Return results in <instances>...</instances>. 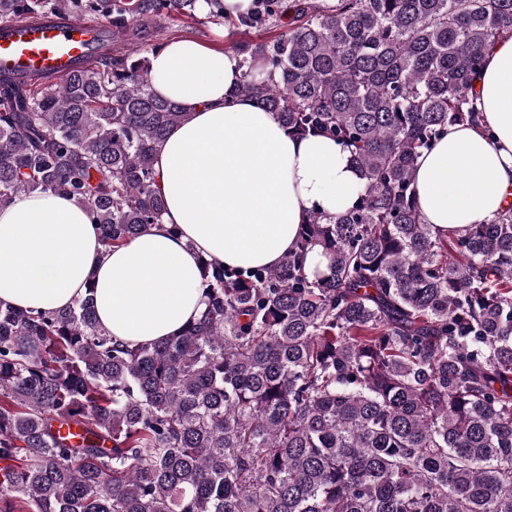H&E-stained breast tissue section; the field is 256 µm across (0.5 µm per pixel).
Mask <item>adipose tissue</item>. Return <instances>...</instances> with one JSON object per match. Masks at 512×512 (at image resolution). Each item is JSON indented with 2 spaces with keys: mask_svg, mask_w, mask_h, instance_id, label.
<instances>
[{
  "mask_svg": "<svg viewBox=\"0 0 512 512\" xmlns=\"http://www.w3.org/2000/svg\"><path fill=\"white\" fill-rule=\"evenodd\" d=\"M239 54L190 39L150 57L153 92L187 108L156 152L160 224L104 248L73 200L21 193L0 206V301L58 310L95 293L99 323L126 344L177 334L203 309L201 259L274 267L313 209L345 212L364 180L348 150L288 134L274 113L236 95ZM469 96L476 125H452L417 160L420 215L447 233L512 204V36L486 52Z\"/></svg>",
  "mask_w": 512,
  "mask_h": 512,
  "instance_id": "adipose-tissue-1",
  "label": "adipose tissue"
}]
</instances>
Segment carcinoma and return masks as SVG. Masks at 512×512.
<instances>
[{"label":"carcinoma","mask_w":512,"mask_h":512,"mask_svg":"<svg viewBox=\"0 0 512 512\" xmlns=\"http://www.w3.org/2000/svg\"><path fill=\"white\" fill-rule=\"evenodd\" d=\"M201 1L225 19L224 0H0V21L107 16L115 43ZM239 23L274 36L232 47L236 94L335 139L364 193L313 211L274 268L202 260L204 310L161 342L113 341L91 287L0 301V512H512V210L441 236L414 187L475 122L512 0H259ZM189 117L139 50L59 85L0 77V206L66 196L123 245L161 221L157 147Z\"/></svg>","instance_id":"carcinoma-1"}]
</instances>
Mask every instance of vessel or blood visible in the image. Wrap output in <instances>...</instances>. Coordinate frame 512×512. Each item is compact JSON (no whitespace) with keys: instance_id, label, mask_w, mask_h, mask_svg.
Here are the masks:
<instances>
[{"instance_id":"b4317fda","label":"vessel or blood","mask_w":512,"mask_h":512,"mask_svg":"<svg viewBox=\"0 0 512 512\" xmlns=\"http://www.w3.org/2000/svg\"><path fill=\"white\" fill-rule=\"evenodd\" d=\"M109 23L66 15L23 17L0 25V73L62 82L101 52Z\"/></svg>"}]
</instances>
